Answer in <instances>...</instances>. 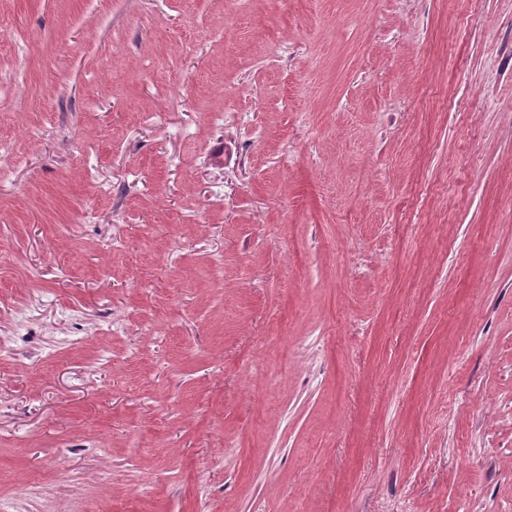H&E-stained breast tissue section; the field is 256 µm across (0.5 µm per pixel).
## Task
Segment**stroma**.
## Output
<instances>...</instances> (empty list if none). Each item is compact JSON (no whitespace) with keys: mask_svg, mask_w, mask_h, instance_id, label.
I'll return each mask as SVG.
<instances>
[{"mask_svg":"<svg viewBox=\"0 0 512 512\" xmlns=\"http://www.w3.org/2000/svg\"><path fill=\"white\" fill-rule=\"evenodd\" d=\"M512 0H0V512H512Z\"/></svg>","mask_w":512,"mask_h":512,"instance_id":"obj_1","label":"stroma"}]
</instances>
